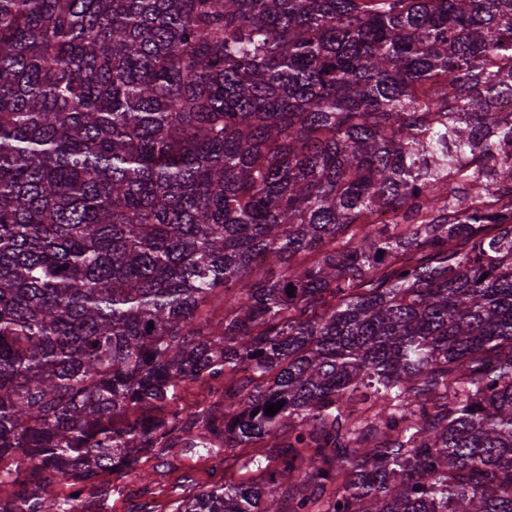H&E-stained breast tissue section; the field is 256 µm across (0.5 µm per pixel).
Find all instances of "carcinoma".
I'll list each match as a JSON object with an SVG mask.
<instances>
[{"instance_id": "1", "label": "carcinoma", "mask_w": 512, "mask_h": 512, "mask_svg": "<svg viewBox=\"0 0 512 512\" xmlns=\"http://www.w3.org/2000/svg\"><path fill=\"white\" fill-rule=\"evenodd\" d=\"M505 94L512 0H0V512L174 432L277 448L181 512H512ZM211 392V393H210ZM223 393L221 381H214L208 377L203 380L182 383L175 391L174 400H172L169 409H195L205 400L212 403L218 401Z\"/></svg>"}]
</instances>
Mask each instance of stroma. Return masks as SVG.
Returning <instances> with one entry per match:
<instances>
[{"label":"stroma","instance_id":"1","mask_svg":"<svg viewBox=\"0 0 512 512\" xmlns=\"http://www.w3.org/2000/svg\"><path fill=\"white\" fill-rule=\"evenodd\" d=\"M275 454L269 439L216 452L188 451L179 444L161 453L153 451L141 456L136 470L103 474L100 481L107 491L103 504L88 497L83 508L85 512L100 507L105 512H176L192 495L248 480L246 462Z\"/></svg>","mask_w":512,"mask_h":512}]
</instances>
